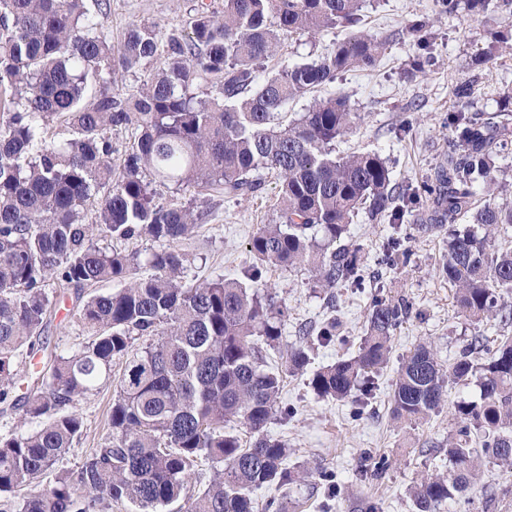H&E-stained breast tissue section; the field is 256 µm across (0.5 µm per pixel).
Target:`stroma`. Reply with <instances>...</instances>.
Wrapping results in <instances>:
<instances>
[{"label": "stroma", "mask_w": 512, "mask_h": 512, "mask_svg": "<svg viewBox=\"0 0 512 512\" xmlns=\"http://www.w3.org/2000/svg\"><path fill=\"white\" fill-rule=\"evenodd\" d=\"M103 32L113 50H120L131 24L156 27L161 33L187 34L188 22L200 5L222 13L224 0H103ZM431 21L428 49L422 50L404 35L408 21L416 16ZM360 29L387 41L381 61L371 69L341 73L334 83L322 89V96L345 94L360 120L353 133L337 140L336 152L372 151L386 160L391 170V186L417 191L412 210L399 223L371 221L359 212L350 224L347 241L361 245L366 277H373L375 258L387 238H404L413 253L410 265H398L383 273L380 280L390 298L403 297L413 305V313L393 334L390 363L375 379V390L368 408L353 418L351 401L336 402L318 398L308 385L307 374L285 377L281 404L289 408L288 418H276L268 427L272 437L288 445V463L308 468L304 482L283 496L285 512H325L318 474L333 472L342 494L327 512H361L360 503L368 496L378 499L381 512H415L411 487L422 476L446 472L448 460L442 449L451 429V408L461 400L479 397L476 385L449 388L445 406L438 414L415 426L396 423L391 415L390 392L400 357L425 340L432 344L441 362L454 358L471 337L495 339L499 329L490 322H475L458 313L454 289L439 278L435 267L445 251L440 234L421 230L418 212L426 206L421 189L440 155L448 148V116L454 112L453 86L470 73L475 54L490 52L480 68L479 85L471 111L495 112L501 109L505 93H512V56L495 49L501 32L512 30V12L489 9L480 15L467 11L449 14L439 0H366ZM350 31L328 29L316 35L282 37L275 53L264 63L265 73L282 67L309 62L333 50ZM432 57L423 71L412 68L419 56ZM155 192L166 203L198 205L206 217L190 237L177 242L176 250L189 259L188 276L239 277L251 261L248 242L258 227L275 219L278 195L275 174L262 176V186L252 197L239 200L212 198L195 202L191 193H173L165 186ZM264 281L288 308L278 349L267 350L270 365L282 362V351L298 345L300 327L318 326L328 317L340 321V333L348 344L314 348L310 371L331 364L340 357L354 355L365 334L368 294L337 286L326 294L315 285L312 271L305 266L273 267ZM47 291L54 301L51 321L45 331L50 346L67 352L83 341L85 334L76 319L77 290L71 285H51ZM112 378L79 401L83 418L80 439L67 456L37 481L38 487L54 485L63 473L81 466L90 452L109 435L108 416L117 395L120 364H113ZM383 455L389 467L383 479L368 484L359 477L368 456ZM512 484V475L500 467L483 468L480 483L468 491L462 503H445L440 512H484L488 490Z\"/></svg>", "instance_id": "35a3bbf8"}]
</instances>
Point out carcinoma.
I'll return each instance as SVG.
<instances>
[{
  "label": "carcinoma",
  "instance_id": "obj_1",
  "mask_svg": "<svg viewBox=\"0 0 512 512\" xmlns=\"http://www.w3.org/2000/svg\"><path fill=\"white\" fill-rule=\"evenodd\" d=\"M87 2L0 0V404L37 423L0 437V496L63 459L82 433L76 405L118 360L111 435L75 476L29 493L16 512H105L123 500L137 512H161L202 462L213 476L182 512H256L254 490L286 489L306 474L287 466L286 444L267 433L289 413L279 408L281 372L266 369L258 342L279 344L288 308L261 287L264 270L303 265L326 291L363 287L362 247L342 243L347 226L361 209L374 221H398L397 201L405 198L389 188L379 154H335L336 139L359 119L347 97L316 99L291 120L283 107L341 72L374 67L385 47L353 33L318 60L262 79L277 32L353 27L364 0H224L221 16L197 9L191 35L168 34L164 65L138 95L123 98L112 91V74L153 58L160 32L131 25L116 55ZM474 92L473 79L452 90L458 110L448 152L435 183L423 185L431 207L420 220L448 235L439 272L455 288L459 311L498 322L502 339L490 345L475 336L446 366L423 342L399 363L392 403L401 424L439 412L450 385L473 381L480 391L479 399L455 404L443 449L448 471L414 486L416 512L456 502L481 481L485 462L512 472V244L495 241L498 229L512 226V183L498 178L496 166L512 141V114L506 107L490 117L467 112ZM55 118L68 132L59 141L47 134ZM131 123L133 141L117 171L112 130ZM262 171L279 180V210L250 240L254 263L241 280L189 282L185 254L169 247L148 256L150 276L134 279L138 254L90 243L83 213L93 202L99 236L174 243L204 212L156 201L152 182L199 199L237 200L260 189ZM466 218L472 226L457 229ZM410 262L404 239L393 236L375 265L381 272ZM51 280L122 287L80 299L88 341L50 353L36 372L37 390L15 397L20 349L30 356L44 349ZM411 314L409 302L372 294L358 352L314 371L315 394L342 401L359 391L356 410L363 411L389 361L391 333ZM338 331L330 318L310 340L328 345ZM310 350L303 343L288 349L285 371L304 372Z\"/></svg>",
  "mask_w": 512,
  "mask_h": 512
}]
</instances>
